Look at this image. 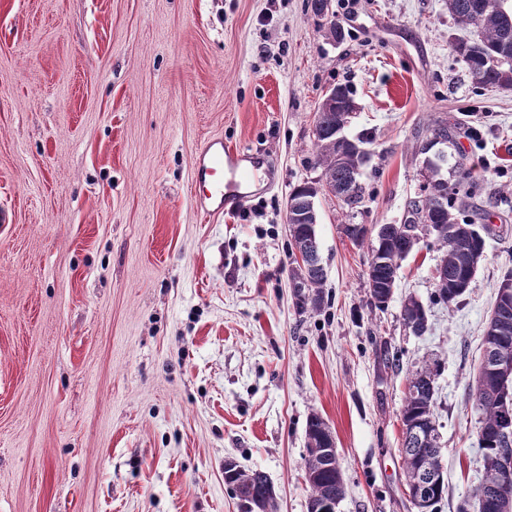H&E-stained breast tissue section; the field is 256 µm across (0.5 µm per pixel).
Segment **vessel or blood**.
<instances>
[{
	"label": "vessel or blood",
	"instance_id": "vessel-or-blood-1",
	"mask_svg": "<svg viewBox=\"0 0 512 512\" xmlns=\"http://www.w3.org/2000/svg\"><path fill=\"white\" fill-rule=\"evenodd\" d=\"M193 170L195 204L214 214L244 206L260 188V164L254 154L227 149L218 138L198 152Z\"/></svg>",
	"mask_w": 512,
	"mask_h": 512
}]
</instances>
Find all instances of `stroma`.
<instances>
[{
    "mask_svg": "<svg viewBox=\"0 0 512 512\" xmlns=\"http://www.w3.org/2000/svg\"><path fill=\"white\" fill-rule=\"evenodd\" d=\"M333 8L339 43L307 0H0V512H241L228 459L267 476L278 512H308L314 413L343 470L337 512H416L400 409L409 369L434 361L438 512L472 496L470 386L512 269V90L472 91L446 0ZM336 84L373 156L359 207L316 201L325 305L300 313L285 209L320 174L314 115ZM433 119L469 128L446 152L489 172L485 257L457 304L435 305L443 252L418 246L376 309L343 228L404 221ZM213 138L259 154L264 180L206 216L192 164ZM384 341L400 369L379 366ZM402 320L413 334L422 335L428 325L427 311L424 305L413 297L404 300L401 309Z\"/></svg>",
    "mask_w": 512,
    "mask_h": 512,
    "instance_id": "obj_1",
    "label": "stroma"
}]
</instances>
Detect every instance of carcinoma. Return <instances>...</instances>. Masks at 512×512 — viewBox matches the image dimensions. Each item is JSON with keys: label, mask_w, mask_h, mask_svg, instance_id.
<instances>
[{"label": "carcinoma", "mask_w": 512, "mask_h": 512, "mask_svg": "<svg viewBox=\"0 0 512 512\" xmlns=\"http://www.w3.org/2000/svg\"><path fill=\"white\" fill-rule=\"evenodd\" d=\"M330 0H307L308 9L321 21L325 36L334 41L343 37L341 26L329 12ZM448 15L454 23L472 31L470 38H458L452 44V51L463 61L471 88L479 93L493 90L512 89V0H448ZM332 90L340 94L335 104L320 108L322 133L315 135V167L321 169L319 179L304 182L291 191L289 198L297 206L320 193L331 195L343 209H354L364 199L360 173L367 161L361 155L347 153L337 157L336 126H347L355 105L348 86L338 84ZM430 135L441 139V143L453 141V136L466 134L465 129L448 128L443 120H433L427 126ZM451 170L457 178L446 183L431 181L425 195L418 196L408 204L410 213L416 219L404 224H386L384 232L375 234L366 261V283L370 304L383 308L396 287L397 271L405 260L426 238L444 249L441 260L442 275L436 277L434 300L446 305L453 304L464 295L484 257L485 242L475 228L482 219L478 203L481 186L469 182L465 177L464 163L455 161ZM318 242L316 225L296 224L290 234L291 252L309 253L312 244ZM291 279L301 283L294 293V305L304 313L319 310L323 303L325 268L318 261L307 267L297 265L291 269ZM402 320L413 334L422 335L428 325L424 305L413 297L404 300L401 309ZM483 346L490 347L502 360L507 369H487L479 366L475 377L473 395L481 412L478 436L482 451L484 475L479 488L483 497L475 498L477 512H512V503L495 507L494 499L503 479L500 460L512 456V432L504 431L512 425V269L507 270L497 285L493 317L488 319L483 337ZM382 364L390 369H400L402 353L388 346L379 347ZM439 363L424 364L409 373L408 392L400 412L402 431L400 456L404 473L412 477L422 470H430L436 480L433 482L430 505L438 504L447 492L448 486L440 471L441 447L437 429L417 438L410 434L413 427H427L436 422L435 407L437 390L435 377ZM326 423L317 415H310L306 427L307 445L319 446L326 438ZM304 467L319 473L309 485L308 504H316L332 494L336 501L343 500L346 493L343 472L324 468V463L311 456L305 457ZM228 485L234 493L245 486L256 493L266 492L268 481L257 470H244L239 465L231 469Z\"/></svg>", "instance_id": "obj_1"}]
</instances>
